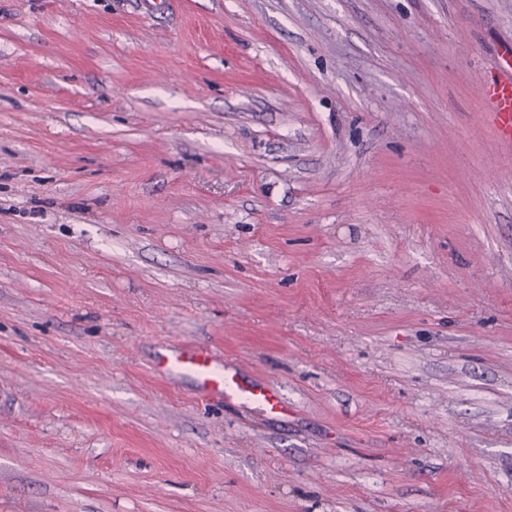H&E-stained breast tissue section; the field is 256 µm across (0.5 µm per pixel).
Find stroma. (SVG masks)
<instances>
[{
    "label": "stroma",
    "instance_id": "obj_1",
    "mask_svg": "<svg viewBox=\"0 0 512 512\" xmlns=\"http://www.w3.org/2000/svg\"><path fill=\"white\" fill-rule=\"evenodd\" d=\"M511 48L512 0H0V512H512ZM505 68L503 76L496 82L485 86L482 95L491 105L493 122L506 139H512V54L503 57ZM156 371L166 379L190 375L196 389L209 397L246 402L262 413L285 409L279 395L266 387L244 384L235 365L225 362L210 347L174 346L164 351L156 362Z\"/></svg>",
    "mask_w": 512,
    "mask_h": 512
}]
</instances>
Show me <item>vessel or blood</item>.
I'll list each match as a JSON object with an SVG mask.
<instances>
[{
	"label": "vessel or blood",
	"instance_id": "1",
	"mask_svg": "<svg viewBox=\"0 0 512 512\" xmlns=\"http://www.w3.org/2000/svg\"><path fill=\"white\" fill-rule=\"evenodd\" d=\"M502 77L482 90L492 108L493 122L500 135L512 139V54L504 56ZM157 372L174 379L190 375L196 389L209 397L245 402L262 413L282 411L279 395L259 385H248L239 378L235 365L226 362L210 347L203 345L174 346L164 351L156 362Z\"/></svg>",
	"mask_w": 512,
	"mask_h": 512
}]
</instances>
